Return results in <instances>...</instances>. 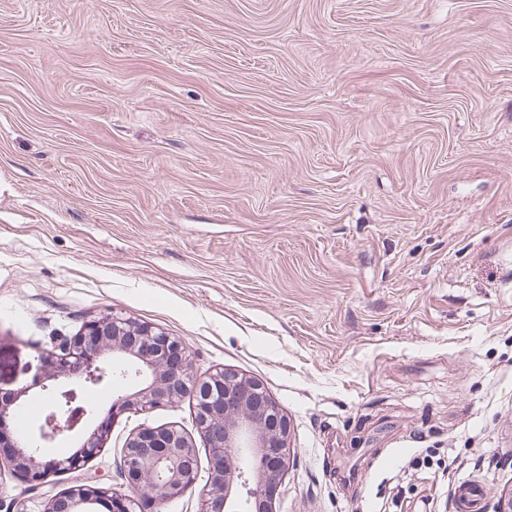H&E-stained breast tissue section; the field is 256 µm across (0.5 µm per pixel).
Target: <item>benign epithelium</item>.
Wrapping results in <instances>:
<instances>
[{
  "label": "benign epithelium",
  "mask_w": 512,
  "mask_h": 512,
  "mask_svg": "<svg viewBox=\"0 0 512 512\" xmlns=\"http://www.w3.org/2000/svg\"><path fill=\"white\" fill-rule=\"evenodd\" d=\"M25 373L32 383L0 399L4 462L32 489L51 478L84 470L109 437L111 421L172 405L190 395L195 421L209 443V484L200 512H276L289 466L291 426L279 404L256 379L231 369L192 376L186 343L149 323L112 314L90 320L60 347L41 352ZM132 368L136 375L112 398L107 416L73 406L77 393L97 386L100 372ZM56 381L47 413L19 425L22 397L45 377ZM59 438L76 441L68 455L47 450ZM196 448L174 426L144 427L122 449L124 493L99 475L48 495L40 512H162L196 482Z\"/></svg>",
  "instance_id": "benign-epithelium-1"
}]
</instances>
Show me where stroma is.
<instances>
[{
	"label": "stroma",
	"mask_w": 512,
	"mask_h": 512,
	"mask_svg": "<svg viewBox=\"0 0 512 512\" xmlns=\"http://www.w3.org/2000/svg\"><path fill=\"white\" fill-rule=\"evenodd\" d=\"M113 312L291 424L277 512L512 493V0H0V388ZM126 414L89 471L121 488Z\"/></svg>",
	"instance_id": "obj_1"
}]
</instances>
